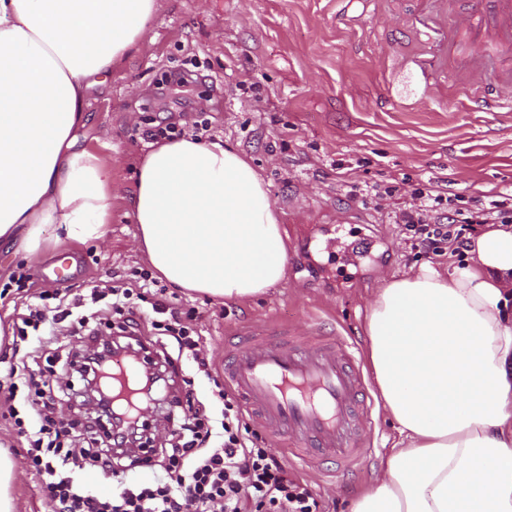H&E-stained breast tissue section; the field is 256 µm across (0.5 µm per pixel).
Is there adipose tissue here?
Listing matches in <instances>:
<instances>
[{
    "label": "adipose tissue",
    "mask_w": 512,
    "mask_h": 512,
    "mask_svg": "<svg viewBox=\"0 0 512 512\" xmlns=\"http://www.w3.org/2000/svg\"><path fill=\"white\" fill-rule=\"evenodd\" d=\"M157 0H0V248L105 238L112 169L81 147L92 88L146 41ZM140 246L172 285L222 300L285 274L278 215L222 142L154 146L130 201ZM368 357L401 437L352 512H512V225L475 235L446 270L380 289Z\"/></svg>",
    "instance_id": "1"
}]
</instances>
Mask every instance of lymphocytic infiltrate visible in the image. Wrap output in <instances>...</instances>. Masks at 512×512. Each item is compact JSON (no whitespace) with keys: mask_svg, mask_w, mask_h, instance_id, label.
<instances>
[{"mask_svg":"<svg viewBox=\"0 0 512 512\" xmlns=\"http://www.w3.org/2000/svg\"><path fill=\"white\" fill-rule=\"evenodd\" d=\"M415 205L392 211L412 247L436 251L448 245L459 256L469 247L468 233L475 224H511L512 201L502 199L469 211H449L448 190L427 183L413 192ZM148 270L133 272L127 285L113 288L109 308L120 330L137 329L138 302L155 287ZM150 325L159 339L177 350H194L197 342L190 317L167 313L162 303L152 305ZM224 403L219 425L206 423L200 413L184 417L171 432L170 445L161 449L158 477L144 485L120 487L103 499L78 486L71 466H89L101 473L112 471L110 448H64L33 444L29 465L42 478V491L51 512H248L249 506L273 512H316L311 491L289 479L282 461L259 446L247 445L241 433L243 407L239 399L220 391ZM220 447H211L216 435Z\"/></svg>","mask_w":512,"mask_h":512,"instance_id":"1","label":"lymphocytic infiltrate"}]
</instances>
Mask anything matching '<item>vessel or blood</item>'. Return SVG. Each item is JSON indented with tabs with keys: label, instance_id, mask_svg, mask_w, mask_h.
Instances as JSON below:
<instances>
[{
	"label": "vessel or blood",
	"instance_id": "b4317fda",
	"mask_svg": "<svg viewBox=\"0 0 512 512\" xmlns=\"http://www.w3.org/2000/svg\"><path fill=\"white\" fill-rule=\"evenodd\" d=\"M456 29L480 51L486 42L512 48V0H469L449 12L448 0H433L415 32L427 50L416 65L429 78L425 90L436 93L448 64V31ZM483 112H512V79L501 82L493 97L474 94ZM112 382L125 399L135 401L143 363L112 356ZM224 381L243 399L273 438L285 437L303 464L352 471L369 453L364 432L367 385L354 346L335 332L301 331L276 322L242 327L227 348Z\"/></svg>",
	"mask_w": 512,
	"mask_h": 512
}]
</instances>
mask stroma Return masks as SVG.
<instances>
[{
    "mask_svg": "<svg viewBox=\"0 0 512 512\" xmlns=\"http://www.w3.org/2000/svg\"><path fill=\"white\" fill-rule=\"evenodd\" d=\"M420 6V0H160L152 42L88 98L81 143L112 168L108 236L58 244L35 264L1 252L0 315L18 323L27 305L50 289L45 274L64 255L74 277L60 293L65 303L80 304L87 323L80 330L68 320L57 324L59 357L109 338L91 292L149 266L129 200L135 170L152 146L142 136L149 126L144 115L171 112L183 134L222 140L245 157L267 189L287 252H303L306 261L287 265L278 285L245 301L217 302L166 286L174 307L193 312L212 374L204 376L186 355L164 372L160 403L143 433L147 447L166 445L187 406L219 415L215 383L224 377V341L240 324L275 319L306 329L331 322L366 349V315L378 288L421 263L444 269L449 262L412 248L389 219V207L410 203L413 188L429 178L447 181L463 209L512 191V115L475 110L470 91L478 77L464 42H448V80L437 100L376 61L385 50L407 57L420 52L409 29ZM340 9L360 24L337 26ZM372 14L378 21L371 26ZM192 70L198 79L159 96L164 72ZM394 183L401 191L387 206L350 193L354 185ZM15 272L29 275L27 291L8 287ZM58 382L67 397L56 416L76 426L69 442L104 439L103 428L92 426L91 413L80 407V377L62 375ZM25 396L22 387L12 396L0 391V445L14 460L18 512H50L39 493L41 478L26 461L30 442L14 426L15 416L32 415ZM372 420L373 452L345 475L305 468L288 453L287 439L272 441L251 416L242 425L246 439L272 448L290 477L313 491L317 512H349L351 501L379 478L397 438L382 405H375Z\"/></svg>",
    "mask_w": 512,
    "mask_h": 512,
    "instance_id": "obj_1",
    "label": "stroma"
}]
</instances>
